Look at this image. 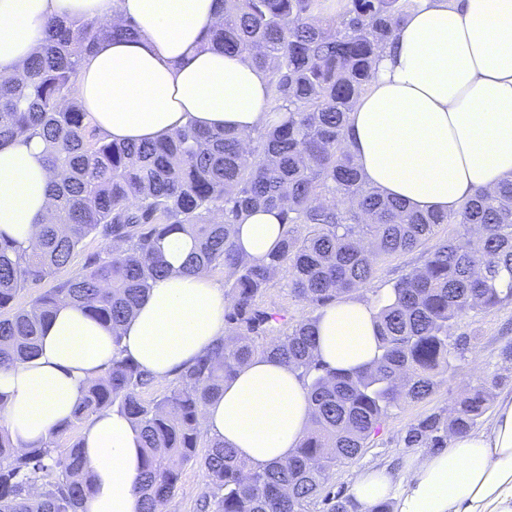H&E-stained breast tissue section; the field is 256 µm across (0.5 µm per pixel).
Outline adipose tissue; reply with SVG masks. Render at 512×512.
Returning a JSON list of instances; mask_svg holds the SVG:
<instances>
[{
	"label": "adipose tissue",
	"mask_w": 512,
	"mask_h": 512,
	"mask_svg": "<svg viewBox=\"0 0 512 512\" xmlns=\"http://www.w3.org/2000/svg\"><path fill=\"white\" fill-rule=\"evenodd\" d=\"M379 51L366 91L351 111L345 147L365 181L421 211L459 208L477 189L512 174V0H417ZM224 13L221 0H0V77L14 76L45 37L48 22L73 15L130 20L132 40L100 43L70 90L98 130L119 142L154 141L193 122L249 136L271 119L268 79L249 60L209 49L202 38ZM45 144L25 135L0 147V233L28 246L47 217L52 173ZM282 231L277 211L243 218L234 242L263 258ZM193 249L180 232L162 243L172 274L159 278L121 341L83 310L60 302L33 361L0 368L6 421L18 448L42 443L69 420L88 379L114 352L156 382L176 372L224 332V292L210 275L181 274ZM331 369L369 364L377 352L375 310L357 297L324 307L315 329ZM310 424L307 390L278 360L257 358L206 407L210 436L258 466L287 459ZM96 490L85 512H141L133 490L142 457L130 420L93 416L82 434ZM351 496L361 512L394 501L396 512H512V393L487 429L399 467L358 474Z\"/></svg>",
	"instance_id": "obj_1"
}]
</instances>
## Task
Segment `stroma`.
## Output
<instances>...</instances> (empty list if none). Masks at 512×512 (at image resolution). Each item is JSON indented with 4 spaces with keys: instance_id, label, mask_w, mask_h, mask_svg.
I'll list each match as a JSON object with an SVG mask.
<instances>
[{
    "instance_id": "obj_1",
    "label": "stroma",
    "mask_w": 512,
    "mask_h": 512,
    "mask_svg": "<svg viewBox=\"0 0 512 512\" xmlns=\"http://www.w3.org/2000/svg\"><path fill=\"white\" fill-rule=\"evenodd\" d=\"M430 249V244L426 243L413 251L381 261L370 283L361 289V298L375 303L384 288L391 286L402 275L421 269ZM452 332L470 339L460 367L442 374L426 400L407 403L395 409L381 429L370 437L362 454L336 468L330 479L335 489L349 491L358 472L410 457V449L402 447L400 439L412 423L446 408L458 394L490 381L501 367L498 358L500 349L512 343V305L469 313L458 319ZM206 490L207 480L200 466L185 465L178 489L165 502L161 512H197V501Z\"/></svg>"
}]
</instances>
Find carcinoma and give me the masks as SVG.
<instances>
[{"label": "carcinoma", "mask_w": 512, "mask_h": 512, "mask_svg": "<svg viewBox=\"0 0 512 512\" xmlns=\"http://www.w3.org/2000/svg\"><path fill=\"white\" fill-rule=\"evenodd\" d=\"M224 17L207 45L244 55L267 73L270 124L249 146L233 130L191 123L148 144L107 140L89 112L67 94L82 61L101 42L136 36L131 21L64 17L48 25L41 50L22 73L0 80V147L20 135L49 144L54 183L51 220L23 248L0 233V367L39 353L41 334L67 299L119 345L152 283L169 272L160 244L178 231L193 240L185 273L220 269L229 297L224 335L183 368L173 388L152 400L153 377L115 355L104 377L87 382L71 419L44 442L17 449L0 425V512H80L94 493L81 441L60 439L92 416L125 415L140 431L142 467L134 490L142 512H158L174 495L182 465L197 449L208 491L202 512H357L332 491L337 466L358 457L392 410L420 401L437 377L464 357L467 337L453 336L470 312L512 304V178L478 190L459 209L422 212L367 184L345 149L348 116L365 92L377 51L416 0H222ZM255 209H277L284 229L277 248L253 259L234 243L236 224ZM446 224L455 234L439 237ZM104 241L105 255L56 287L15 306L67 266L83 241ZM437 239L424 267L378 300V354L351 373L326 367L317 354L316 320L288 323L265 303L271 277L288 276L291 296L326 306L365 286L385 257ZM270 337L262 345L255 338ZM259 356L298 373L307 389L310 426L286 460L254 467L224 442L204 437V408L224 383ZM492 406L480 385L454 397L448 413L411 425L405 448H446L448 436L475 428Z\"/></svg>", "instance_id": "cac0c4a2"}]
</instances>
